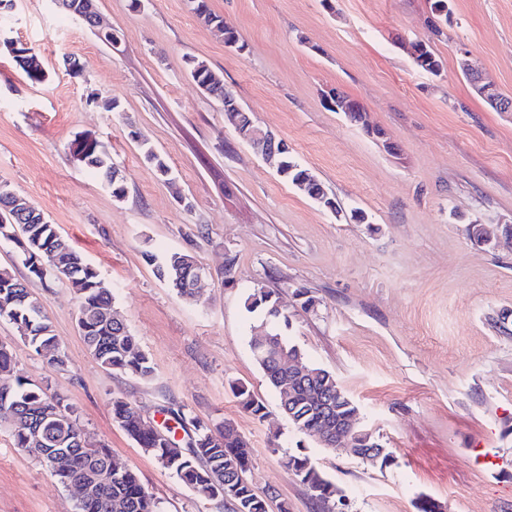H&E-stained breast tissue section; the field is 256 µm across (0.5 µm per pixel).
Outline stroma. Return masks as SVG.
I'll return each instance as SVG.
<instances>
[{
  "instance_id": "stroma-1",
  "label": "stroma",
  "mask_w": 512,
  "mask_h": 512,
  "mask_svg": "<svg viewBox=\"0 0 512 512\" xmlns=\"http://www.w3.org/2000/svg\"><path fill=\"white\" fill-rule=\"evenodd\" d=\"M235 27L225 45L190 0H96L111 47L54 0H16L10 35L31 47L47 79L31 84L0 46V183L36 206L111 288L154 373L104 368L77 327L64 280L30 278L12 242L0 267L27 279L68 357L55 369L0 320L14 373L77 411L91 441L135 468L163 512H227L196 495L112 419L129 401L159 428L187 406L228 420L248 441L257 491L275 488L290 512H316L282 465L303 450L335 484L342 512H512V112H496L466 81L462 56L512 97V0H448L443 36L430 0H209ZM428 44L441 75L406 47ZM79 62L70 77L65 58ZM223 74L254 123L334 195L319 207L281 178L224 121L186 58ZM337 88L368 125L333 110ZM114 97L120 111H104ZM382 136L368 134V127ZM168 163L160 176L128 132ZM99 140L126 176L112 192L71 155L76 135ZM140 138V139H141ZM367 220L349 221L352 210ZM185 251L204 267L196 301L160 280L149 257ZM273 289L292 311L285 335L306 365L332 372L358 407L356 423L393 453L390 464L324 448L298 431L250 348L260 317L244 300ZM317 305L300 310L296 289ZM242 382L268 410L259 421L231 393ZM76 492L0 430V512H73Z\"/></svg>"
}]
</instances>
